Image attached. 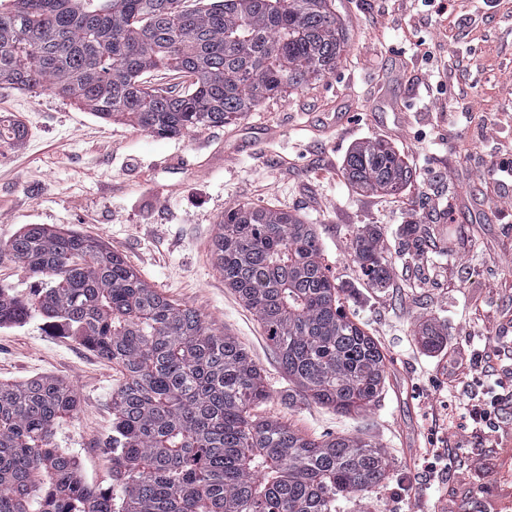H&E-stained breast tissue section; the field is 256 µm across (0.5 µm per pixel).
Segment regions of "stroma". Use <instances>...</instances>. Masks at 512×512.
<instances>
[{"instance_id":"obj_1","label":"stroma","mask_w":512,"mask_h":512,"mask_svg":"<svg viewBox=\"0 0 512 512\" xmlns=\"http://www.w3.org/2000/svg\"><path fill=\"white\" fill-rule=\"evenodd\" d=\"M347 44L335 72L265 99L224 125L158 138L106 122L70 99L0 82V113L27 135L0 147V285L27 295L36 279L6 249L26 224L75 230L125 256L142 279L236 337L267 376L262 415L316 437L351 434L387 448L389 480L371 512H512V405L495 447L464 431L466 408L512 384V0H335ZM494 125L482 137L483 124ZM381 138L413 177L394 194L355 189L349 151ZM236 203L291 211L313 224L347 313L386 356L378 402L340 416L288 408V378L253 312L224 285L211 241ZM375 224L390 281L377 288L353 261L352 233ZM417 225L427 246L400 240ZM444 328L428 353L417 333ZM487 349L480 382L452 351ZM69 383L77 415L55 444L91 485L111 468L117 366L39 315L0 327V382Z\"/></svg>"}]
</instances>
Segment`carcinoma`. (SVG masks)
Instances as JSON below:
<instances>
[{
	"mask_svg": "<svg viewBox=\"0 0 512 512\" xmlns=\"http://www.w3.org/2000/svg\"><path fill=\"white\" fill-rule=\"evenodd\" d=\"M346 36L331 0H0V81L49 90L111 122L172 138L249 112L334 72ZM193 79L153 89V73ZM25 135L0 123V144ZM349 183L392 194L412 178L401 155L371 139L346 156ZM41 277L25 299L0 287V327L39 313L61 335L121 369L112 393V468L89 485L53 445L79 401L65 382H0V512H339L389 478L370 439L301 435L254 409L269 398L261 369L232 336L151 287L100 240L25 225L7 244ZM363 277L389 278L381 233L353 241ZM224 285L254 311L290 388L288 407L340 415L374 403L385 355L340 304L313 225L272 207L235 204L212 241ZM419 343L442 347L425 325Z\"/></svg>",
	"mask_w": 512,
	"mask_h": 512,
	"instance_id": "1",
	"label": "carcinoma"
}]
</instances>
